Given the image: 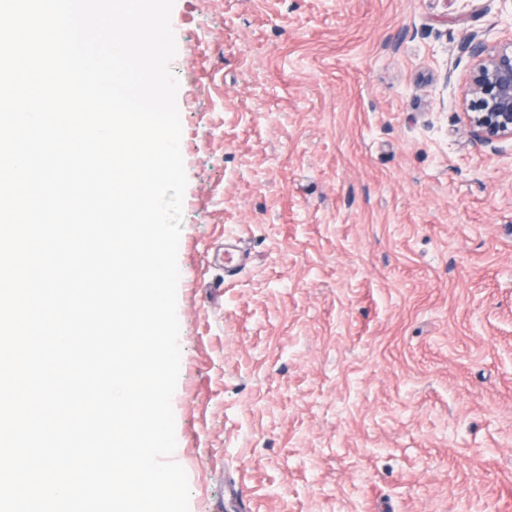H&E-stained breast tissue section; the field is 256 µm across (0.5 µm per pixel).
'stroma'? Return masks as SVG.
I'll use <instances>...</instances> for the list:
<instances>
[{"mask_svg":"<svg viewBox=\"0 0 512 512\" xmlns=\"http://www.w3.org/2000/svg\"><path fill=\"white\" fill-rule=\"evenodd\" d=\"M190 512H512V0H175ZM460 50L474 62L463 100L473 135L486 145L512 138L511 44L510 51H490L472 36L462 42Z\"/></svg>","mask_w":512,"mask_h":512,"instance_id":"1","label":"stroma"}]
</instances>
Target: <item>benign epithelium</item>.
I'll use <instances>...</instances> for the list:
<instances>
[{
    "instance_id": "1",
    "label": "benign epithelium",
    "mask_w": 512,
    "mask_h": 512,
    "mask_svg": "<svg viewBox=\"0 0 512 512\" xmlns=\"http://www.w3.org/2000/svg\"><path fill=\"white\" fill-rule=\"evenodd\" d=\"M460 51L473 60L463 100L473 135L486 145L512 138V50L491 51L472 36Z\"/></svg>"
}]
</instances>
